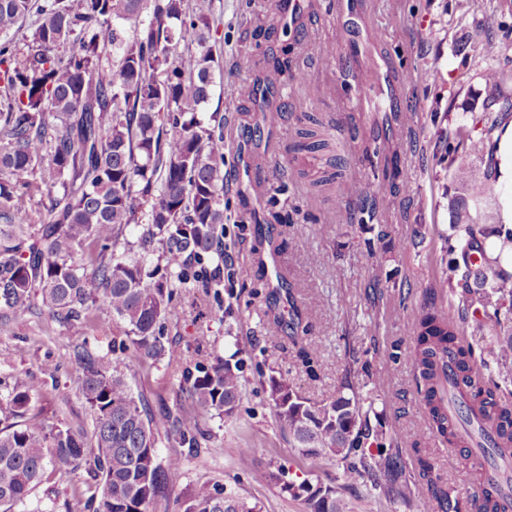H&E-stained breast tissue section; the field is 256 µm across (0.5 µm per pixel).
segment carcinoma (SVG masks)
Masks as SVG:
<instances>
[{"label":"carcinoma","instance_id":"cac0c4a2","mask_svg":"<svg viewBox=\"0 0 512 512\" xmlns=\"http://www.w3.org/2000/svg\"><path fill=\"white\" fill-rule=\"evenodd\" d=\"M30 49L17 57L10 31L30 13ZM215 20L192 0H0V308L15 318L36 308L69 327L88 325L110 313L124 325L120 349L145 359L172 358L162 321L183 285V261L214 254L224 224V116L203 115L213 92L219 55L210 43ZM512 119V104L485 112L481 136L461 126L448 136L444 159L461 181L458 149L488 160L484 183L450 202L452 233L444 270L449 288L458 285L462 304L481 313L476 324L498 328L502 363L512 361V274L501 259L512 252V229L496 223L491 184L497 177L494 132ZM298 131V147L318 152L331 138L313 116ZM49 200L46 219L28 233L34 177ZM150 204L145 246L157 241L164 267L148 266L149 253L118 252L126 229L142 222ZM495 235L497 255L484 246ZM478 290H471V285ZM464 320L455 302L448 309L425 304L415 319L413 349L416 393L428 427L449 442L456 429L448 420L441 388L447 357L465 387L468 407L495 424L512 444V404L493 376L478 366L482 347L461 340ZM82 391L93 420L83 428L25 426L35 385L18 376L0 398V507L24 504L49 480L48 465L82 467L98 493L84 502L88 512H152L165 497L178 454L159 458L161 437L196 448L204 438L201 421L215 411L235 414L241 393L238 365L222 359L198 375L176 401V414L157 420L136 400L126 381L128 365L79 353ZM269 397L293 448L310 459L336 462L343 473L372 475L375 458L358 447L373 437L376 447L394 446L383 429L371 430L353 387L314 403L285 377L269 378ZM260 482L283 483L305 512H351L335 481L312 485L283 481L284 472L255 468ZM387 497L414 505L408 484H373ZM181 512H257V506L224 495L214 485L187 490Z\"/></svg>","mask_w":512,"mask_h":512}]
</instances>
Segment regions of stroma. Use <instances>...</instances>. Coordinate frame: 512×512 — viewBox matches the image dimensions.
Segmentation results:
<instances>
[{"mask_svg":"<svg viewBox=\"0 0 512 512\" xmlns=\"http://www.w3.org/2000/svg\"><path fill=\"white\" fill-rule=\"evenodd\" d=\"M360 2L349 15L336 0H303L290 17L277 0H193L223 19L212 35L220 66L204 110L224 115L221 242L246 274L231 283L215 274L213 259L190 263L191 278L178 288L163 328L175 359L130 358L126 378L157 417L174 410L187 374L220 357L238 361L242 390L233 418L205 416L206 440L184 452L155 512H179L183 493L203 482L258 504L260 512H304L281 484L255 481L256 465L283 469L297 483L335 481L353 512H408L369 482L292 448L266 392L270 377L280 374L317 403L350 382L371 406L369 426L396 438L415 494L429 498L435 512H448L452 498L460 512H471L469 488L479 482L482 463L473 446L446 443L422 425L408 354L426 289H434L437 305L448 303L442 269L449 203L463 189L442 161L441 143L461 124L482 130L486 70L505 76L501 90L512 97V0ZM355 38L359 47L349 48ZM269 50L287 52V69L258 71L255 60ZM365 75L375 81L368 98L341 97L344 86ZM308 115L333 137L334 152L298 149L297 131ZM387 159L400 191L388 209L371 212L363 202L375 167ZM333 165L342 175L338 201L310 185ZM311 252L318 260L309 264ZM283 279L292 291L280 288ZM292 296L309 327L302 343L317 355L313 377L289 337ZM123 337L122 325L108 316L84 330L36 312L0 324V394L13 375L29 376L41 396L27 423L92 430L74 355L111 357ZM244 446L253 448V464L239 462ZM86 479L59 467L16 512H84Z\"/></svg>","mask_w":512,"mask_h":512,"instance_id":"stroma-1","label":"stroma"}]
</instances>
